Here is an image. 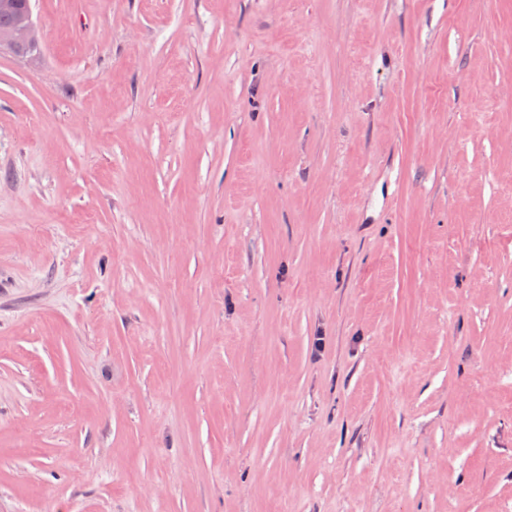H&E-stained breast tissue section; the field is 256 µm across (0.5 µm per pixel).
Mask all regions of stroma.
<instances>
[{"label": "stroma", "mask_w": 512, "mask_h": 512, "mask_svg": "<svg viewBox=\"0 0 512 512\" xmlns=\"http://www.w3.org/2000/svg\"><path fill=\"white\" fill-rule=\"evenodd\" d=\"M32 14L0 512H512V0Z\"/></svg>", "instance_id": "obj_1"}]
</instances>
